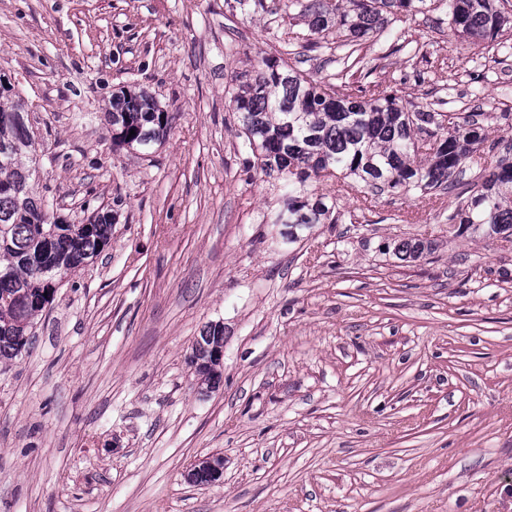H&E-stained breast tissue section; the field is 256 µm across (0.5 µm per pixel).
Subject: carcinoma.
<instances>
[{
    "label": "carcinoma",
    "mask_w": 512,
    "mask_h": 512,
    "mask_svg": "<svg viewBox=\"0 0 512 512\" xmlns=\"http://www.w3.org/2000/svg\"><path fill=\"white\" fill-rule=\"evenodd\" d=\"M236 0L241 9L271 15L308 27L307 47L326 48L336 36L343 68L336 81H319L312 72L288 61L294 43L262 61L245 82L225 87L229 108L238 120L239 137L249 168L288 179V197L274 218L293 228L302 224H336L337 201L309 192L312 180L347 179L366 193L415 191L424 195L460 188L462 199L448 216V232L461 236L486 229L489 237H512V143L483 158L482 170L467 179V161L485 142L483 113L461 121L426 106L405 107L378 84L362 85L354 68L361 41L380 38L388 16L441 13L462 35L495 38L510 23L508 0ZM112 144L148 149L164 139L168 115L144 91L112 98ZM135 134H130V131ZM35 142L29 109L18 94H0V360L12 359L30 344L33 320L55 292L57 277L71 272L108 245L109 215L88 224H59L31 191ZM395 253L416 261L432 252L428 240H402ZM224 325L209 323L192 348L191 364L210 388L221 381ZM223 468L209 457L189 473L190 481L209 482Z\"/></svg>",
    "instance_id": "carcinoma-1"
}]
</instances>
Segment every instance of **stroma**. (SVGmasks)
<instances>
[{"label":"stroma","instance_id":"stroma-1","mask_svg":"<svg viewBox=\"0 0 512 512\" xmlns=\"http://www.w3.org/2000/svg\"><path fill=\"white\" fill-rule=\"evenodd\" d=\"M368 81L400 104L487 113L512 140V28L389 22ZM236 0H0V77L29 104L35 197L100 255L0 361V512H512V241L448 233L457 193L338 198L352 224L289 240L286 190L245 168L224 87L288 40ZM170 117L113 150L112 95ZM429 239L405 262L387 246ZM224 325L219 386L192 345ZM221 477L195 484L200 461Z\"/></svg>","mask_w":512,"mask_h":512}]
</instances>
